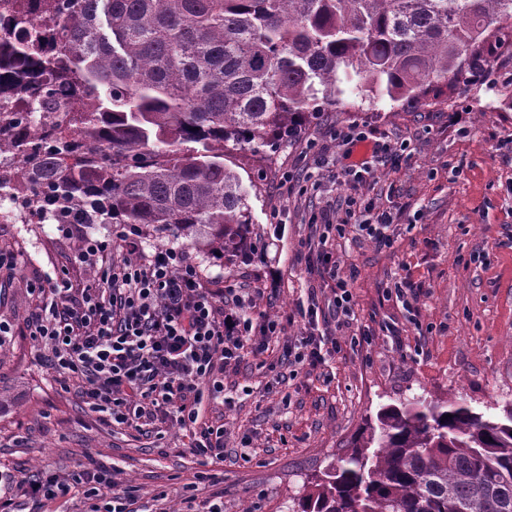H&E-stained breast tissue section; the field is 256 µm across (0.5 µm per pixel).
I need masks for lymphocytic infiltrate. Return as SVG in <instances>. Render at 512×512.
<instances>
[{
  "mask_svg": "<svg viewBox=\"0 0 512 512\" xmlns=\"http://www.w3.org/2000/svg\"><path fill=\"white\" fill-rule=\"evenodd\" d=\"M324 228L344 234L347 225L375 244L389 245L395 215L372 200L350 196L344 218L322 215ZM120 258L106 259L110 250ZM317 272L332 297L320 305L309 293L302 314L317 322L322 310L334 318L353 314L351 277L342 275L338 261L316 252ZM76 258L96 266L95 278L75 289L60 278L47 279L39 290L41 302L26 327L50 355L59 373L81 380L82 398L93 411L112 422L137 426L165 419L184 430L193 453L211 460L224 457V430L199 420L205 390H224V370L244 349L260 353L282 331L278 320L253 322L247 316L254 296L241 292L226 297L211 287L201 270L173 248L145 251L130 237L119 243L84 239ZM94 484L111 489L109 500L91 512H129L130 486H119L113 471L86 469L65 480L56 475L18 479L0 474V512H15L17 496L34 503L57 500L73 486Z\"/></svg>",
  "mask_w": 512,
  "mask_h": 512,
  "instance_id": "1",
  "label": "lymphocytic infiltrate"
}]
</instances>
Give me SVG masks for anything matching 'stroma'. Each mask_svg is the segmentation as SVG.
Listing matches in <instances>:
<instances>
[{"instance_id":"stroma-1","label":"stroma","mask_w":512,"mask_h":512,"mask_svg":"<svg viewBox=\"0 0 512 512\" xmlns=\"http://www.w3.org/2000/svg\"><path fill=\"white\" fill-rule=\"evenodd\" d=\"M358 127L370 141L403 148L360 193L393 207L391 247L347 230L325 248L342 270H356L354 317L327 318L339 352L294 367L287 343L300 340L298 306L317 276L305 268L309 222L343 206L350 186L337 179L334 134ZM248 193L255 251L229 262L172 232L143 236L148 247L183 250L213 287L256 289L253 318L284 315L283 335L267 351L243 352L224 371L223 394L205 397L203 419L224 428V459L193 455L182 430L159 421L113 425L81 399V383L60 381L25 324L47 277L80 288L93 277L75 255L82 238L140 235L130 224L0 223V470L15 477H71L83 468L116 471L134 485V512H180L183 498L204 507L224 497V512H295L316 477L336 464L368 415L413 398L455 394L486 409L512 401V55L486 79L463 75L441 104H398L343 93L263 156L230 153ZM414 288V313L387 290ZM396 336H387L385 326ZM278 380L275 393L268 381ZM208 481L195 480L198 472Z\"/></svg>"}]
</instances>
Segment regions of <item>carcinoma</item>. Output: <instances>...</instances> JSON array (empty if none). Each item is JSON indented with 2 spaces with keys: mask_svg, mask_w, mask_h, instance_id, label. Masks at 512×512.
Masks as SVG:
<instances>
[{
  "mask_svg": "<svg viewBox=\"0 0 512 512\" xmlns=\"http://www.w3.org/2000/svg\"><path fill=\"white\" fill-rule=\"evenodd\" d=\"M490 44L512 45V0H13L0 99L25 110L0 111V200L174 230L232 262L254 244L229 146H273L341 83L439 99ZM493 408L381 409L297 512H512V402Z\"/></svg>",
  "mask_w": 512,
  "mask_h": 512,
  "instance_id": "obj_1",
  "label": "carcinoma"
}]
</instances>
